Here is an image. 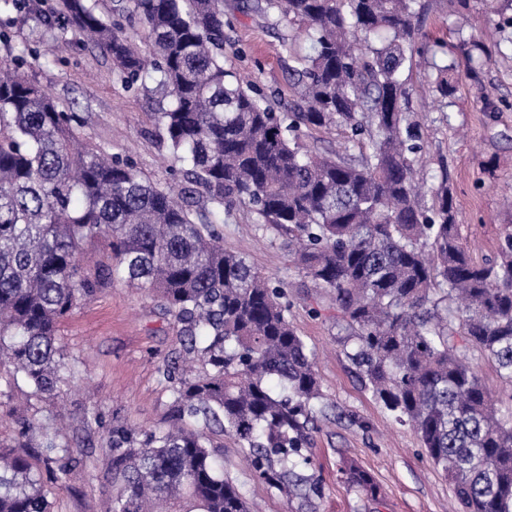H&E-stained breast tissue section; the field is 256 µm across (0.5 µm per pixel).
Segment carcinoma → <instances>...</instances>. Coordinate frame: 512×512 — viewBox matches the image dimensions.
Segmentation results:
<instances>
[{"label": "carcinoma", "instance_id": "cac0c4a2", "mask_svg": "<svg viewBox=\"0 0 512 512\" xmlns=\"http://www.w3.org/2000/svg\"><path fill=\"white\" fill-rule=\"evenodd\" d=\"M59 0L38 37L69 30L102 49L128 86L161 94L159 144L218 214L245 206L282 237L293 262L335 311L358 378L409 424L451 486L458 512H512V407L502 408L473 359L512 384V233L478 263L461 242L447 180L422 194L420 125L403 74L425 54L418 0H259L300 21L313 53L294 70L295 102L278 112L224 68V0ZM138 17L150 57L123 34ZM0 373L44 400L75 374L59 323L118 275L158 293L176 325L168 428L114 423L106 452L108 512H250L224 476L228 435L252 474L303 502L321 496L309 472L310 429L323 394L315 356L290 322L291 302L246 256L224 249L219 219L145 179L106 144L80 142L75 113L33 80L27 52L0 35ZM436 70L450 97L454 63ZM340 128L344 152H310L314 129ZM366 146L357 155L355 147ZM102 243L96 257L86 249ZM0 449V512H51L43 473L69 485L81 453L48 421H19ZM346 480L380 488L351 464Z\"/></svg>", "mask_w": 512, "mask_h": 512}]
</instances>
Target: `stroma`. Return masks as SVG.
<instances>
[{
  "instance_id": "1",
  "label": "stroma",
  "mask_w": 512,
  "mask_h": 512,
  "mask_svg": "<svg viewBox=\"0 0 512 512\" xmlns=\"http://www.w3.org/2000/svg\"><path fill=\"white\" fill-rule=\"evenodd\" d=\"M424 43L446 44L457 66L455 92L440 111L430 90L432 70L420 63L406 71L413 116H426L422 158L433 182L447 180L462 237L475 260L491 257L512 230V10L488 15L485 0H468L466 26L457 23L456 0H421ZM57 0H32L29 16L0 15V31L13 46L28 48L29 74L55 99L83 115L81 137L108 142L133 159L142 174L163 188H186L158 141L152 82L126 86L112 73L108 56L66 41H35L34 13ZM224 66L251 74L272 97L276 111L293 98L292 69L311 51L299 22L243 8L224 0ZM482 41L489 59L473 68L465 44ZM219 230L226 248L247 255L271 280L287 287L290 319L317 356L325 408L310 432V468L322 494L312 502L290 500L253 478L248 455L223 437L224 472L261 512H449L448 482L428 462L416 433L397 423L358 381L327 316L312 315L304 301L311 283L290 258L281 239L259 231L245 208L224 214ZM173 318L152 291L113 280L110 287L62 321L59 343L77 362L79 374L50 400H28L24 388L0 380V445H15L24 415L53 422L63 441L89 453L86 471L70 486L46 479L52 512H106L112 493L106 436L87 424L91 413L117 420L136 432L161 429L171 414V385L160 371L174 353ZM352 462L371 473L379 500L351 488L340 468Z\"/></svg>"
}]
</instances>
